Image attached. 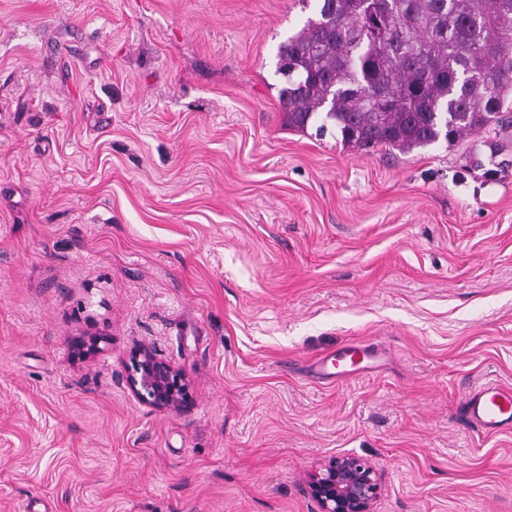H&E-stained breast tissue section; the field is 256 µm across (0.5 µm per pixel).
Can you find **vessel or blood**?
I'll use <instances>...</instances> for the list:
<instances>
[{
    "instance_id": "vessel-or-blood-1",
    "label": "vessel or blood",
    "mask_w": 512,
    "mask_h": 512,
    "mask_svg": "<svg viewBox=\"0 0 512 512\" xmlns=\"http://www.w3.org/2000/svg\"><path fill=\"white\" fill-rule=\"evenodd\" d=\"M379 360L374 347L353 342L318 358L312 376L328 382L350 381L369 374ZM466 410L469 422L478 431L489 435L512 433V387L486 384L468 394Z\"/></svg>"
}]
</instances>
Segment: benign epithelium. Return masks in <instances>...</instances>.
<instances>
[{"mask_svg": "<svg viewBox=\"0 0 512 512\" xmlns=\"http://www.w3.org/2000/svg\"><path fill=\"white\" fill-rule=\"evenodd\" d=\"M126 384L141 403L158 411L183 413L193 405L185 373L148 347L131 355ZM381 489L376 470L354 456H338L308 473L306 492L317 512H372Z\"/></svg>", "mask_w": 512, "mask_h": 512, "instance_id": "7a95c632", "label": "benign epithelium"}]
</instances>
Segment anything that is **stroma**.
I'll return each instance as SVG.
<instances>
[{
	"label": "stroma",
	"mask_w": 512,
	"mask_h": 512,
	"mask_svg": "<svg viewBox=\"0 0 512 512\" xmlns=\"http://www.w3.org/2000/svg\"><path fill=\"white\" fill-rule=\"evenodd\" d=\"M316 12L0 0V512H313L342 455L375 512H512V434L465 407L512 386V144L289 127L277 51ZM354 341L382 367L312 379ZM140 346L188 412L133 397ZM381 489L376 470L354 456H338L308 473L306 492L316 512H372Z\"/></svg>",
	"instance_id": "35a3bbf8"
}]
</instances>
